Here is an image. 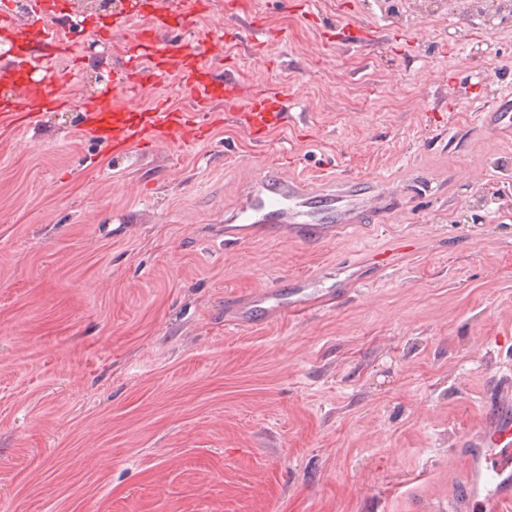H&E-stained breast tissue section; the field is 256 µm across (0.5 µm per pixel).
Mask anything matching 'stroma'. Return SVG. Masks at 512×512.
Listing matches in <instances>:
<instances>
[{
  "mask_svg": "<svg viewBox=\"0 0 512 512\" xmlns=\"http://www.w3.org/2000/svg\"><path fill=\"white\" fill-rule=\"evenodd\" d=\"M254 2L288 33L263 60L224 0L198 24L288 93L287 127L117 158L80 125L119 63L87 49L106 18L63 0L83 93L0 131V512H415L464 482L459 442L512 370V139L477 129L512 92V0ZM345 22L372 41L328 40ZM257 168L387 178L397 208L227 245ZM343 259L359 282L333 307L227 324Z\"/></svg>",
  "mask_w": 512,
  "mask_h": 512,
  "instance_id": "1",
  "label": "stroma"
}]
</instances>
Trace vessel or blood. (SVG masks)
I'll return each mask as SVG.
<instances>
[{
  "mask_svg": "<svg viewBox=\"0 0 512 512\" xmlns=\"http://www.w3.org/2000/svg\"><path fill=\"white\" fill-rule=\"evenodd\" d=\"M203 0H152L150 13L120 0L112 13V31H124L117 47L121 62L112 83L87 103L81 125L93 138L121 157L141 147L181 148L208 138L216 106H223L237 127L262 143L288 124V96L282 91L246 83L233 62H225L223 78H214L207 63L217 38L215 30L198 28ZM230 15L249 16L254 53H261L267 31L250 17L248 0H229ZM53 0H0V22L24 27L20 42L0 51V70L17 74V81L0 87V129L28 127L32 118L52 112L67 99L65 84L78 76L79 64L60 68L68 32L58 24ZM192 33L193 44L176 41L173 32ZM177 74L195 97L194 111L173 108L155 98L137 105L161 77ZM481 130L495 135L512 133V97L483 113ZM396 199L388 183L352 181L318 191L296 177L260 171L248 182L235 211L226 216L224 242L241 245L257 228L287 233L297 243L321 242L346 234L363 216L392 211ZM316 277L301 279L293 293L274 286L255 295L265 314L302 311L315 292ZM492 413L481 436L463 441L466 480L448 512H502L512 503V384L496 385Z\"/></svg>",
  "mask_w": 512,
  "mask_h": 512,
  "instance_id": "1",
  "label": "vessel or blood"
}]
</instances>
